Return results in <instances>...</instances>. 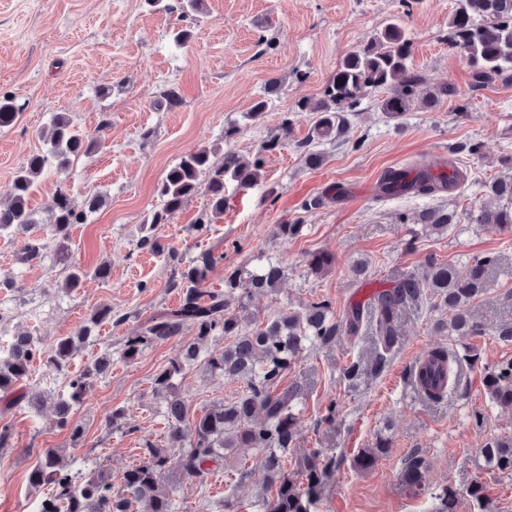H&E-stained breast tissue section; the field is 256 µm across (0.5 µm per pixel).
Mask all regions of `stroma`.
I'll return each mask as SVG.
<instances>
[{
	"label": "stroma",
	"instance_id": "obj_1",
	"mask_svg": "<svg viewBox=\"0 0 512 512\" xmlns=\"http://www.w3.org/2000/svg\"><path fill=\"white\" fill-rule=\"evenodd\" d=\"M202 2L192 38L178 50L171 41L174 16L149 0H0V95L22 107L11 126L0 128V192L42 149L35 132L48 126L52 113H68L82 131L105 141L102 150L45 178L30 201L44 221L58 187H66L80 206L96 199L87 222L72 229L74 259L88 272L81 288L62 293L67 272L51 261L18 267L16 245L0 240V275L18 277L10 332H33L48 345L74 333L99 306L130 313L121 326L103 324L77 352L70 367L77 374L131 334L139 318L176 307L179 296L168 286L170 266L136 247L140 226L158 202L159 182L185 154L223 146L224 131L231 126L237 130L234 149L254 155L285 116L290 134L266 153L257 185L247 190L227 185L223 216L202 232L193 231L207 206L200 194L156 227L162 242L185 256L215 246L223 250V264L209 277L211 288L223 289L226 267L262 253L282 261L286 275L278 293L253 295L251 312L263 318L324 297L341 318L371 291L421 274L428 256L459 264L495 252L502 264L469 311L481 323H512V233L484 224H459L439 236L419 233V214L481 206L488 200L484 182L512 171L505 162L512 155V85L472 90L466 59L444 39L456 0H412L409 10L402 0ZM393 21L411 38L414 62L428 86L453 87L456 97L431 111L413 109L397 121L386 119L369 101L350 114L344 134L317 137V113L299 111L297 101L317 97L342 58ZM273 78L279 88L271 95L267 88ZM171 86L181 97L173 108L161 102ZM102 87L109 88L108 96L99 95ZM263 97L270 100L268 109L253 115V105ZM146 128L153 131L148 140L141 137ZM306 143L322 153L319 167L305 165ZM473 143L479 146L475 155L467 151ZM441 158L466 170L468 180L458 192L380 197L377 185L385 171ZM322 195L327 198L322 207L304 210V201ZM287 222L302 223V236L272 238L274 226ZM414 235L416 250H406ZM315 252L336 257L318 276L306 266ZM358 262L367 263V279L353 276L351 267ZM102 264L110 268L105 281L93 276ZM444 316L427 296L404 307L391 367L351 387L342 369L350 359L368 355L369 330L302 354L294 374L309 384L310 394L298 418L300 446L342 451L322 512H432L431 498L400 480L404 459L414 453L425 461L429 487L450 485L459 491V512H473L467 491L478 481L496 512H512V475L484 471L478 454L490 438L512 435V411L493 404L482 382L483 365L512 359V344L489 335H448L435 327ZM181 341L153 346L131 363L113 358L108 375L95 381L73 411L72 426L83 434L80 445L72 444L69 429L56 426L51 409L0 411V425L13 431L11 448L0 450V506L36 512L47 489L31 486L29 474L43 449H58L65 462L86 459L117 474L139 462V439L165 443L167 429L156 414L152 376L178 353ZM435 346L471 351L480 363L464 366L457 388L431 401L408 385L407 373L421 351ZM179 387L195 415L213 402L231 400L243 384L197 371L181 379ZM335 400L346 403L335 428L313 429L312 418ZM116 405L126 408L135 434L108 429L107 417ZM381 434L391 441L387 454L369 470H358L356 455ZM260 456L259 450L243 448L206 485L177 483L182 512H219L230 492L244 512H263L266 477ZM242 467L250 471L243 483L238 480Z\"/></svg>",
	"mask_w": 512,
	"mask_h": 512
}]
</instances>
